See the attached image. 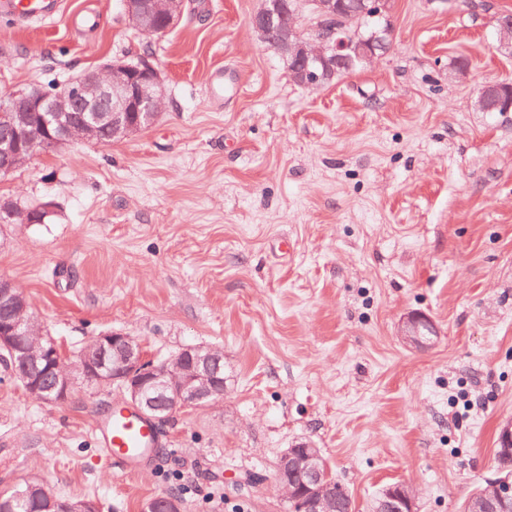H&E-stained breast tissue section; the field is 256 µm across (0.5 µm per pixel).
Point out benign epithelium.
<instances>
[{"label": "benign epithelium", "instance_id": "1", "mask_svg": "<svg viewBox=\"0 0 512 512\" xmlns=\"http://www.w3.org/2000/svg\"><path fill=\"white\" fill-rule=\"evenodd\" d=\"M186 0H123L125 12L132 25L142 33L155 31L156 19L165 24V31L175 28L182 19ZM300 19L285 17L277 0H265V6L250 19V26L265 42L278 33L274 49L291 56L300 72L307 76L305 86L317 85V71L331 70L348 63L352 54L370 63L379 57L375 45H385L386 39L376 33L357 48L345 39L335 36V25L318 40L303 41L299 36ZM162 78L150 63L130 66L122 60H110L52 91L34 88L12 94L0 103V114L12 113L13 139L0 149V173L8 174L36 154L34 140L27 125L30 114L37 112L45 127L56 131L61 142H82L97 137L102 128L112 135L129 134L142 125L156 120L165 110V97L160 92ZM73 112L83 116L74 121ZM45 204L36 212H19L10 203H0V213L10 220L25 224H40L42 213L50 212ZM0 300L16 305L14 318L0 323V351L24 361L46 360L55 370L58 390L47 392L39 383L25 374L20 379L36 399L48 403L65 402L76 377L91 383H119L128 404L144 412L154 410V396L167 395L175 410L194 407L204 400L217 402L224 396V384L218 377L223 352L206 347H187L178 354L156 362L147 358L140 343L131 336L105 333L90 342L92 353L82 354L67 367L66 359L57 342L44 330L33 332L23 317L24 305L20 291L8 280L0 281ZM432 331L431 322L412 316L401 329L403 342L419 343L421 331ZM326 462L320 449L309 442H301L288 449L278 468L280 494L286 499L304 504L308 512H340L336 483L327 481ZM501 510L509 512L507 492L512 481L498 479L491 483ZM375 512H416L415 493L405 484H393L382 490L375 503Z\"/></svg>", "mask_w": 512, "mask_h": 512}]
</instances>
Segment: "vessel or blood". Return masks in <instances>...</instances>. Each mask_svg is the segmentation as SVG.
Listing matches in <instances>:
<instances>
[{"instance_id":"1","label":"vessel or blood","mask_w":512,"mask_h":512,"mask_svg":"<svg viewBox=\"0 0 512 512\" xmlns=\"http://www.w3.org/2000/svg\"><path fill=\"white\" fill-rule=\"evenodd\" d=\"M63 0H0V20L17 28L54 21ZM92 432L102 459L123 472L141 471L161 446L154 419L124 405L98 416Z\"/></svg>"}]
</instances>
